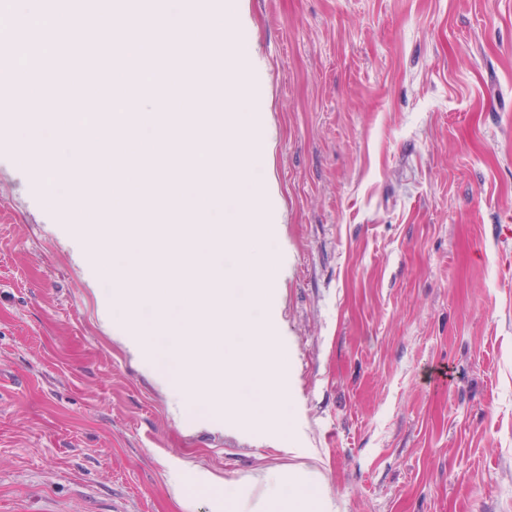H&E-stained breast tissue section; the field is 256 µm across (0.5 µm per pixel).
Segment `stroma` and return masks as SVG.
I'll list each match as a JSON object with an SVG mask.
<instances>
[{"label":"stroma","instance_id":"35a3bbf8","mask_svg":"<svg viewBox=\"0 0 512 512\" xmlns=\"http://www.w3.org/2000/svg\"><path fill=\"white\" fill-rule=\"evenodd\" d=\"M292 436L180 409L0 130V512H512V0H244ZM221 481L205 489L203 479ZM297 479V474L292 472L287 477L277 481L274 491L268 495L265 509L253 512H329L318 508L307 489L295 494L294 486ZM282 484H285L290 491L285 500L281 498L279 493V487Z\"/></svg>","mask_w":512,"mask_h":512}]
</instances>
